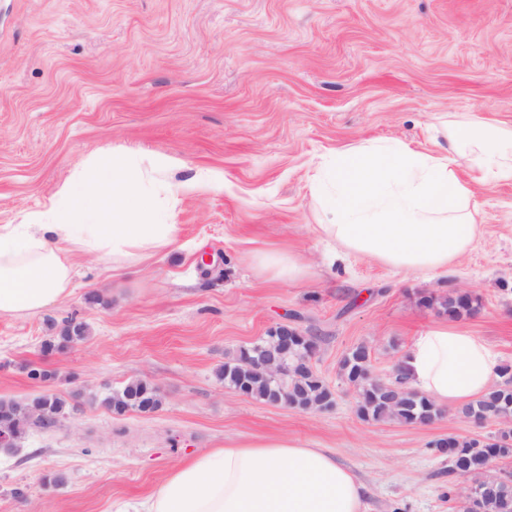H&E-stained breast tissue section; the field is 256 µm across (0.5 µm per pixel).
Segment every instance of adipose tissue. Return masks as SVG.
<instances>
[{
  "label": "adipose tissue",
  "instance_id": "adipose-tissue-1",
  "mask_svg": "<svg viewBox=\"0 0 512 512\" xmlns=\"http://www.w3.org/2000/svg\"><path fill=\"white\" fill-rule=\"evenodd\" d=\"M446 152L401 143L351 148L320 167L314 198L327 217L316 230L347 250L408 271L449 272L477 230L471 184L512 180V125L475 115L441 124ZM468 148V176L455 149ZM139 162L105 155L58 186L44 210L0 225V317L43 309L71 291L76 254L139 260L165 251L177 227L164 223ZM410 389L439 406H462L492 390L496 356L461 326L418 333L398 360ZM366 488L330 452L299 440L233 441L194 454L137 512H363Z\"/></svg>",
  "mask_w": 512,
  "mask_h": 512
}]
</instances>
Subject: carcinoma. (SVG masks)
<instances>
[{
	"label": "carcinoma",
	"mask_w": 512,
	"mask_h": 512,
	"mask_svg": "<svg viewBox=\"0 0 512 512\" xmlns=\"http://www.w3.org/2000/svg\"><path fill=\"white\" fill-rule=\"evenodd\" d=\"M423 303L436 307L440 313L450 319H460L472 316L477 312L478 300L468 293H450L446 296H426ZM86 327L73 321L65 323L56 335L45 340L43 348L46 351L61 346L74 345L85 338ZM278 340L273 331L259 338L247 348L224 362L216 372L224 384L239 388L252 374L254 364L261 361L265 352ZM372 368L369 349L358 346L349 351L342 360L340 371L346 381L359 388L364 399L357 400V412L366 421L396 420L405 424H426L441 415V409L432 401L406 388L402 378L394 380L372 379L366 374ZM500 383L485 396L469 403L464 407L474 416L485 413L489 400H494L496 407L506 415L504 421L512 420V365L500 366ZM153 385L143 379H133L124 387L104 398L105 404L116 414L134 410L131 398L142 391H150ZM281 394L288 404H316L326 400L331 390L323 379L308 380L305 378L289 377L278 385L257 383L252 388L250 396L270 402L272 394ZM0 415L4 422L12 426V431L18 437L32 426L45 428L48 424H57L66 413V402L59 397L33 399L26 404L14 401L0 402ZM435 452L448 457V475L456 474L462 469L476 484L492 483L495 489L484 499L481 512H512V473H504L496 478L488 474L490 465L499 459L512 458V430L500 432L491 442H479L472 438H455V447L444 448L440 443L432 444Z\"/></svg>",
	"instance_id": "obj_1"
}]
</instances>
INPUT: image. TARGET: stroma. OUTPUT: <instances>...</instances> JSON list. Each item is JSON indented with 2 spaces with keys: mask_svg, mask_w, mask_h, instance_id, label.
Here are the masks:
<instances>
[{
  "mask_svg": "<svg viewBox=\"0 0 512 512\" xmlns=\"http://www.w3.org/2000/svg\"><path fill=\"white\" fill-rule=\"evenodd\" d=\"M467 113L512 123V0H0V224L105 153L171 157L170 182L207 177L162 204L170 254L76 257L68 296L0 317V401L69 404L57 428L0 450V512H121L189 454L284 436L348 466L365 512H455L448 485L466 479L430 444L499 424L449 406L428 425L362 420L340 362L363 344L387 376L443 320L423 297L457 291L480 301L461 326L512 364V181L473 185L478 234L447 276L332 257L311 184L342 150H436L439 117ZM270 251L305 275L272 278L255 262ZM68 319L86 339L43 351ZM280 323L319 336L333 409L270 406L216 378ZM134 378L160 386L161 407L112 413L104 397Z\"/></svg>",
  "mask_w": 512,
  "mask_h": 512,
  "instance_id": "35a3bbf8",
  "label": "stroma"
}]
</instances>
